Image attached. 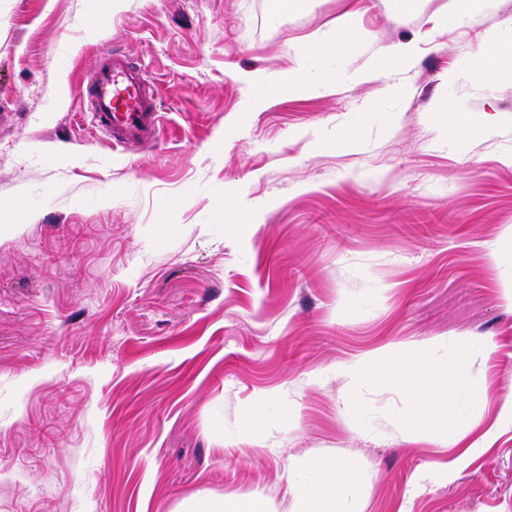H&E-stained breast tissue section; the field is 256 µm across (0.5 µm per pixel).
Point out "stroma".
<instances>
[{
    "instance_id": "35a3bbf8",
    "label": "stroma",
    "mask_w": 512,
    "mask_h": 512,
    "mask_svg": "<svg viewBox=\"0 0 512 512\" xmlns=\"http://www.w3.org/2000/svg\"><path fill=\"white\" fill-rule=\"evenodd\" d=\"M0 0V512H180L260 493L289 512L290 457L359 472L346 512H512V122L445 140L459 98L474 126L512 110V81L468 72L512 0L439 36L443 0ZM94 16V30L84 29ZM353 22L369 51L417 47L404 92H331L241 109L239 74L291 70L298 43ZM121 52L158 87L159 134L96 131L81 90ZM396 115L372 111L376 101ZM360 146L317 144L353 113ZM244 196L246 209L225 207ZM493 339L490 358L472 345ZM457 350L488 386L448 403L490 447L409 431L404 394L341 367L397 343ZM264 433L242 438L246 406Z\"/></svg>"
}]
</instances>
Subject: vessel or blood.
Returning a JSON list of instances; mask_svg holds the SVG:
<instances>
[{
    "mask_svg": "<svg viewBox=\"0 0 512 512\" xmlns=\"http://www.w3.org/2000/svg\"><path fill=\"white\" fill-rule=\"evenodd\" d=\"M93 123L114 141L149 144L159 127L158 94L148 70L126 55H102L90 85Z\"/></svg>",
    "mask_w": 512,
    "mask_h": 512,
    "instance_id": "1",
    "label": "vessel or blood"
}]
</instances>
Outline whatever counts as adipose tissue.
Returning <instances> with one entry per match:
<instances>
[{
  "mask_svg": "<svg viewBox=\"0 0 512 512\" xmlns=\"http://www.w3.org/2000/svg\"><path fill=\"white\" fill-rule=\"evenodd\" d=\"M367 37L358 28L343 25L330 37L302 43L295 49L298 60L336 58L351 55ZM415 49L400 44L384 50L366 65L356 70L354 79L372 76L390 81L404 73L411 65ZM474 81L494 85L512 80V40L492 34L484 56L472 71ZM246 86L243 109L257 112L273 98L310 91L333 89L337 79L332 75L311 78L305 68L270 71L257 70L242 78ZM424 344H396L373 356L352 362L343 369L350 387L371 383L381 387H395L405 392L408 406L407 421L422 419L426 414L444 410L454 393L468 385L463 364L457 355H448L436 361L428 356ZM288 472L307 477V485L295 491L291 512H344L346 495L356 493L359 479L355 469L345 460L335 457H308L291 461ZM183 512H278L271 499L254 495L237 498H218L204 502L187 501Z\"/></svg>",
  "mask_w": 512,
  "mask_h": 512,
  "instance_id": "1",
  "label": "adipose tissue"
}]
</instances>
